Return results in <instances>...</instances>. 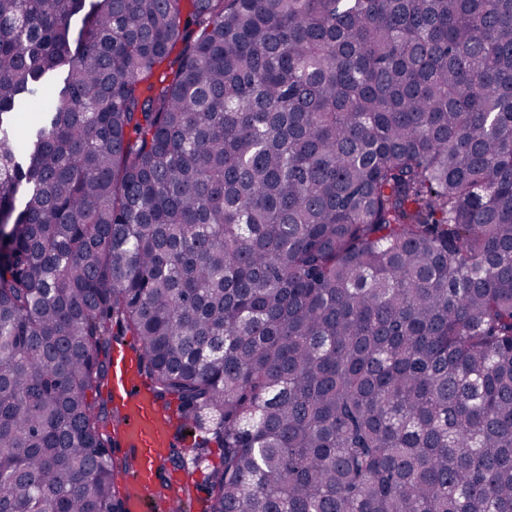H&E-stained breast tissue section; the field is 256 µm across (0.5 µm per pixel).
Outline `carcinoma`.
Returning a JSON list of instances; mask_svg holds the SVG:
<instances>
[{"instance_id": "carcinoma-1", "label": "carcinoma", "mask_w": 512, "mask_h": 512, "mask_svg": "<svg viewBox=\"0 0 512 512\" xmlns=\"http://www.w3.org/2000/svg\"><path fill=\"white\" fill-rule=\"evenodd\" d=\"M127 333L203 512H512V0H0V512H128ZM219 450L218 448H211V451L207 457L206 463H202L193 466L189 461L185 468H175L169 462H166L160 467L158 466V480L155 479L156 483L159 484L161 481L169 482L171 480L182 481V486L196 485L197 490H194L193 498L191 501H186L184 507L185 512H202L201 500L206 496L203 490L206 482L208 468L219 463Z\"/></svg>"}]
</instances>
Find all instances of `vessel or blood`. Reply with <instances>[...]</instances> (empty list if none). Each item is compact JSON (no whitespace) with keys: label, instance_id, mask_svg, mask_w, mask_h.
Returning a JSON list of instances; mask_svg holds the SVG:
<instances>
[{"label":"vessel or blood","instance_id":"obj_1","mask_svg":"<svg viewBox=\"0 0 512 512\" xmlns=\"http://www.w3.org/2000/svg\"><path fill=\"white\" fill-rule=\"evenodd\" d=\"M134 359V354L126 349L120 348L114 352L110 391L126 416L119 439L134 460L130 472L134 494L129 510L147 512L146 494L155 487L156 465L171 444V420L167 410L155 401L151 390L136 377Z\"/></svg>","mask_w":512,"mask_h":512}]
</instances>
